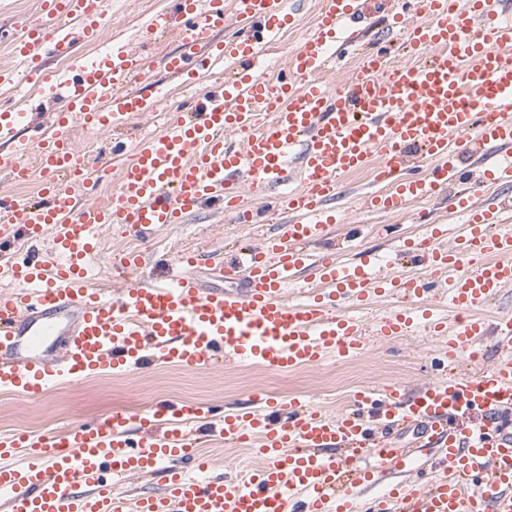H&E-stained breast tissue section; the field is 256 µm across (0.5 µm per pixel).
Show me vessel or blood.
<instances>
[{"label": "vessel or blood", "instance_id": "b4317fda", "mask_svg": "<svg viewBox=\"0 0 512 512\" xmlns=\"http://www.w3.org/2000/svg\"><path fill=\"white\" fill-rule=\"evenodd\" d=\"M299 3L172 0L154 15L148 36L174 34L180 42L166 63L173 74L220 63L227 72L191 90L161 133L135 145L109 205L81 201L88 173L75 130H118L156 111L143 43L60 78L43 67L41 53L70 55L71 27L98 40L104 0H42L40 19L17 22L24 82L53 88L65 109L27 141L20 138L26 113L0 112V142L16 145L0 169L27 183L32 152L43 177L35 198L0 196V249L49 241L0 267V278L15 285L0 295V390L34 403L54 382L149 360L197 370L221 357L279 370L315 367L361 352L360 311L385 294L396 305L375 324L376 335L403 336L422 323L447 337L445 354L453 357L490 332L508 356L476 378L444 376L411 396L395 385L357 392L333 419L303 398L257 392L220 416L180 402L143 416L115 412L56 435L1 432L5 512H512V435L501 428L512 408V313L490 320L481 313L512 286V229L495 230L498 211L467 191L452 200L468 215L453 234L456 246H443L444 224L413 242L416 274L381 279L370 259L345 264L334 252L310 250L339 222L328 203L349 173L370 169L376 182L393 183L365 195L367 208L393 214L457 183L463 158L476 166L479 185L512 188V0H403L393 23L414 63L394 67L389 52L373 51L339 86L325 75L355 51L361 0H322L313 35L288 57L287 76L257 71L268 46L295 24ZM230 21L235 36L215 44ZM414 156L433 162L430 178L412 176ZM285 184L292 187L280 204L287 230L247 254L243 290L203 289L190 254L180 257V274L148 281L138 277L144 255L125 253L115 263L121 294L95 283L102 227L180 224L209 202L237 223L267 224L265 211L243 206V194ZM306 272L314 287L284 299ZM462 417L473 426L453 427ZM410 423L424 427L426 448L387 447L384 435ZM202 427L229 447L258 437L263 464L230 480L208 476L210 463L196 452ZM429 450L438 467L428 468ZM425 468L426 481L405 480ZM158 470L162 493L121 490L127 476ZM385 476L384 493L363 497Z\"/></svg>", "mask_w": 512, "mask_h": 512}]
</instances>
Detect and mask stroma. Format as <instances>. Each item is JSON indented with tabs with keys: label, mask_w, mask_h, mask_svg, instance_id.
Wrapping results in <instances>:
<instances>
[{
	"label": "stroma",
	"mask_w": 512,
	"mask_h": 512,
	"mask_svg": "<svg viewBox=\"0 0 512 512\" xmlns=\"http://www.w3.org/2000/svg\"><path fill=\"white\" fill-rule=\"evenodd\" d=\"M170 0H106L105 29L101 40L76 42L74 57L93 56L115 43L133 39ZM321 0H307L294 27L285 32L271 50L278 64H285L289 52L314 28ZM179 41L168 36L148 44L145 52L152 68V80L163 87L166 97L160 115L135 119L128 129L116 132L98 128L78 132L76 149L82 150L87 165H94L99 152L110 149L113 140L136 143L140 135L156 134L163 128L166 112L176 109L188 90L164 67L163 57L178 51ZM35 88L0 85V108L31 113L35 122L49 124L59 106L44 102ZM336 208L338 224L313 247L314 252L335 251L339 261L353 263L370 254L379 261L378 274H397L398 254L404 242L417 240L434 224H460L465 217L449 206L448 192L412 200L400 214L372 212L362 205L361 196L374 190V177L367 172L344 176L339 181ZM287 216L273 224H236L217 207L208 205L188 215L184 223L141 234L126 225L106 227L101 235L97 281L120 294L122 283L114 275L113 260L119 253L138 250L148 255V276L164 279L177 273L175 260L186 251L200 254L197 275L203 287L239 290L240 276L219 277L216 265H231L242 250L259 247L267 233H284ZM446 340L418 328L408 335L387 340L366 334L364 349L350 360L328 358L321 365L290 371L274 370L248 362L217 361L211 368L196 370L181 366L147 363L127 373L107 372L75 382H62L49 389L39 405L27 404L12 393L0 391V433L27 432L55 434L70 424L101 420L115 411L140 415L156 405L190 402L204 409L232 408L251 393L262 391L276 399L305 398L315 408L335 415L343 411L351 396L367 387L399 384L413 393L437 377L431 357L444 348Z\"/></svg>",
	"instance_id": "1"
}]
</instances>
